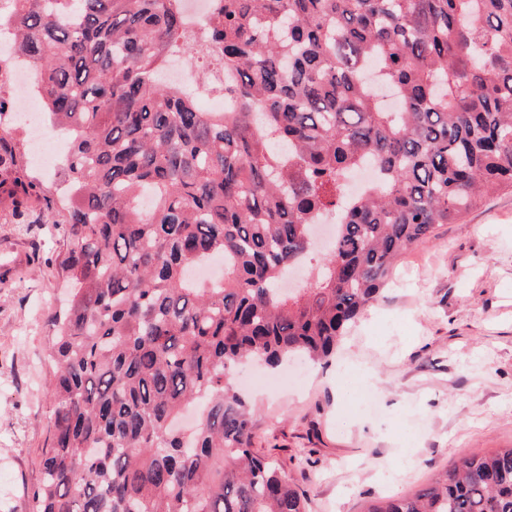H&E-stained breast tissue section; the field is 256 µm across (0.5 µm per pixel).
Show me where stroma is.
<instances>
[{
    "mask_svg": "<svg viewBox=\"0 0 512 512\" xmlns=\"http://www.w3.org/2000/svg\"><path fill=\"white\" fill-rule=\"evenodd\" d=\"M66 285L0 223V512H31L49 429L48 308ZM254 446L308 512H365L467 454L512 448V192L486 197L397 260L389 288L304 385L249 364Z\"/></svg>",
    "mask_w": 512,
    "mask_h": 512,
    "instance_id": "stroma-1",
    "label": "stroma"
}]
</instances>
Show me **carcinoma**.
Returning a JSON list of instances; mask_svg holds the SVG:
<instances>
[{
    "mask_svg": "<svg viewBox=\"0 0 512 512\" xmlns=\"http://www.w3.org/2000/svg\"><path fill=\"white\" fill-rule=\"evenodd\" d=\"M18 2L17 53L71 144L67 203L15 179L68 240L32 512H308L234 373L332 357L402 252L512 189V0H214L196 31L181 0ZM204 56L221 112L160 79ZM218 258L221 279L187 276ZM306 258L314 283L281 295ZM366 512H512V448Z\"/></svg>",
    "mask_w": 512,
    "mask_h": 512,
    "instance_id": "cac0c4a2",
    "label": "carcinoma"
}]
</instances>
